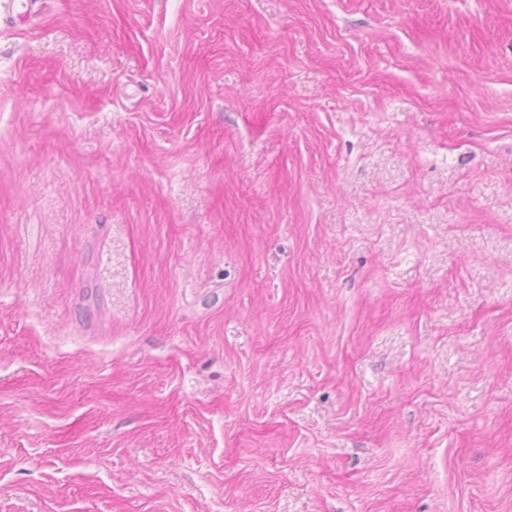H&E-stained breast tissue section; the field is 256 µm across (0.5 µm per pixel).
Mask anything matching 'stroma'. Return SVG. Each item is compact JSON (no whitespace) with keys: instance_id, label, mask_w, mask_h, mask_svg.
Listing matches in <instances>:
<instances>
[{"instance_id":"1","label":"stroma","mask_w":512,"mask_h":512,"mask_svg":"<svg viewBox=\"0 0 512 512\" xmlns=\"http://www.w3.org/2000/svg\"><path fill=\"white\" fill-rule=\"evenodd\" d=\"M0 512H512V0H0Z\"/></svg>"}]
</instances>
